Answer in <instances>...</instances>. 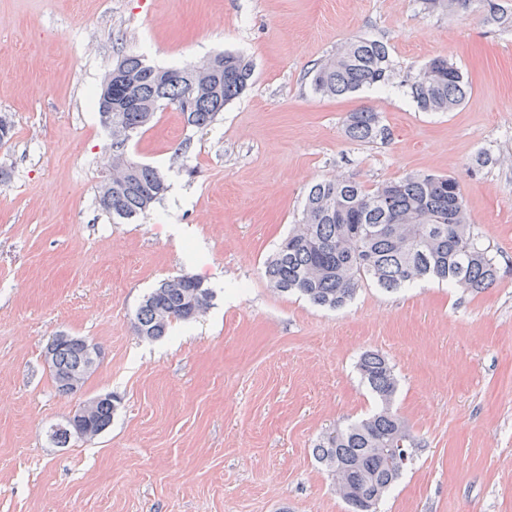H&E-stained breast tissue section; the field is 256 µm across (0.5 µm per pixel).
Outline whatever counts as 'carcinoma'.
<instances>
[{
	"label": "carcinoma",
	"mask_w": 512,
	"mask_h": 512,
	"mask_svg": "<svg viewBox=\"0 0 512 512\" xmlns=\"http://www.w3.org/2000/svg\"><path fill=\"white\" fill-rule=\"evenodd\" d=\"M425 9L450 12L474 8L485 19L512 28V0H423ZM116 68L121 82L101 89L112 95L111 119L99 113L105 128L136 135L156 112L168 105L184 116L187 126L204 130L224 107L250 86L253 65L241 55L213 56L198 87L196 67L167 69L149 65L139 55L123 57ZM395 69L388 45L357 37L312 71L315 92L339 97L393 82ZM407 94L422 112H450L470 92L463 70L441 57L432 59L418 77L405 84ZM346 135L370 141L384 135L378 113L369 108L352 112ZM127 143L112 139V190L100 186L99 205L119 221H133L167 191L162 170L135 161L126 154ZM264 274L281 293L298 292L312 304L336 309L350 301L356 290L371 282L386 291L418 280L446 282L463 292H480L497 280V265L488 248L468 224L459 183L434 174L411 175L368 190L360 182L334 176L308 190L301 218L267 259ZM212 289L190 275L162 281L143 300L134 317V329L145 340L165 336L176 321L198 318L210 305ZM82 347L66 341L56 345L51 377L58 392L70 374H86ZM363 382L380 401L373 415L324 438L315 456L338 481L337 491L351 512H376V505L413 459L415 438L391 404L397 378L385 356L365 352L359 361ZM114 399L99 403L95 428L112 422Z\"/></svg>",
	"instance_id": "obj_1"
}]
</instances>
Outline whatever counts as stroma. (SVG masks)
Masks as SVG:
<instances>
[{
  "mask_svg": "<svg viewBox=\"0 0 512 512\" xmlns=\"http://www.w3.org/2000/svg\"><path fill=\"white\" fill-rule=\"evenodd\" d=\"M355 37L389 45L397 85L317 94L312 68ZM225 49L253 62L251 89L203 131L158 111L127 150L169 188L113 223L105 75L127 54L190 65ZM437 56L471 90L425 113L401 82ZM362 108L383 137H346ZM0 114V512H349L314 448L377 408L368 350L420 443L377 512H512V30L422 0H0ZM415 174L457 179L493 286L369 283L338 310L271 287L263 263L311 183ZM184 274L212 288L206 312L137 336L144 296ZM61 333L102 351L71 396L45 360ZM108 393V429L57 447L53 429Z\"/></svg>",
  "mask_w": 512,
  "mask_h": 512,
  "instance_id": "obj_1",
  "label": "stroma"
}]
</instances>
